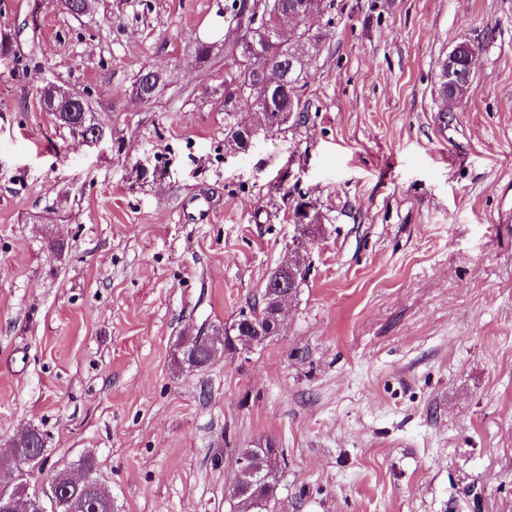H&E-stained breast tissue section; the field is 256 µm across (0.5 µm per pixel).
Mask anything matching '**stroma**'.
<instances>
[{"label": "stroma", "mask_w": 512, "mask_h": 512, "mask_svg": "<svg viewBox=\"0 0 512 512\" xmlns=\"http://www.w3.org/2000/svg\"><path fill=\"white\" fill-rule=\"evenodd\" d=\"M232 3L0 0V447L33 426L50 462L94 455L115 512H229L265 440L279 512H512V0H334L306 111L245 153ZM50 84L100 143L41 109ZM300 202L325 232L279 333L176 369L181 334L258 298ZM165 80L166 75L162 70L154 67L144 68L135 83L134 93L138 98L139 95L143 97L141 101L150 102L163 91ZM71 108L75 112H66L70 114L69 119L72 122H76L81 118V115L82 119L74 124H71L70 129L75 133L79 134L83 138V141L87 143L96 144L100 142L102 137L98 136L97 134L93 136L89 131L86 132V127L93 124V121L89 119L87 113L81 112L83 108H85L86 111L90 112L86 100L79 96L76 102L71 103Z\"/></svg>", "instance_id": "obj_1"}]
</instances>
